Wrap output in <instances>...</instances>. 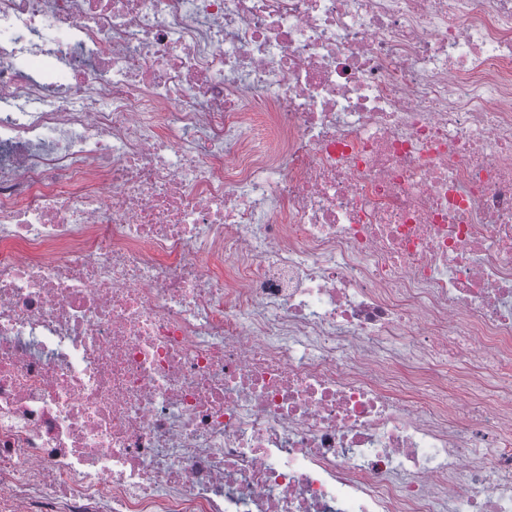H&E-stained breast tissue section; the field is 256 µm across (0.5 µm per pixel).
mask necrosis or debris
Returning a JSON list of instances; mask_svg holds the SVG:
<instances>
[{
	"label": "necrosis or debris",
	"mask_w": 512,
	"mask_h": 512,
	"mask_svg": "<svg viewBox=\"0 0 512 512\" xmlns=\"http://www.w3.org/2000/svg\"><path fill=\"white\" fill-rule=\"evenodd\" d=\"M0 102V512H512V0H0Z\"/></svg>",
	"instance_id": "obj_1"
}]
</instances>
